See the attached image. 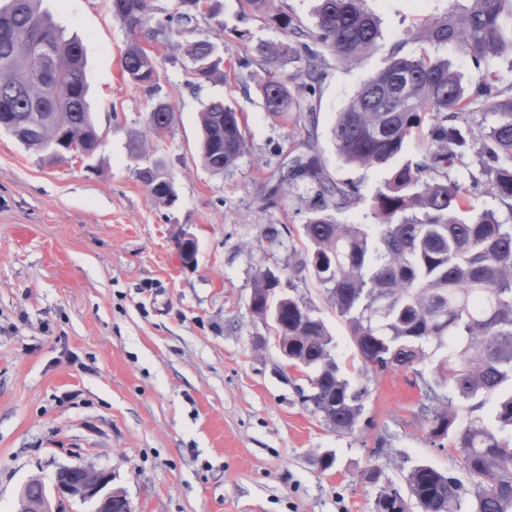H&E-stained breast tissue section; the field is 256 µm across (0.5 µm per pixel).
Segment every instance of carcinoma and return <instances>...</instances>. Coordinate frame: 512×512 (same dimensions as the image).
Returning a JSON list of instances; mask_svg holds the SVG:
<instances>
[{
  "instance_id": "obj_1",
  "label": "carcinoma",
  "mask_w": 512,
  "mask_h": 512,
  "mask_svg": "<svg viewBox=\"0 0 512 512\" xmlns=\"http://www.w3.org/2000/svg\"><path fill=\"white\" fill-rule=\"evenodd\" d=\"M42 0H0V129L49 160L92 155L100 145L89 111L84 52L65 39L41 9ZM255 16L284 31L287 41L265 42L242 62L257 68L264 109L288 120L299 118L301 99L326 78L330 55L341 63L376 48L378 20L364 0H320L317 23L303 29L274 0H243ZM458 8L422 20L409 36L420 51L401 54L367 78L334 127L336 150L347 162L367 168L391 167L372 196L375 224H342L335 212L357 205L354 182L334 179L317 154L298 156L281 183L311 184L315 193L303 224L306 251L283 271L288 287L309 272L326 301L344 321L363 369L374 375L410 370L420 377L418 414L431 443L460 454L472 485L463 493L452 471L428 465L399 485L380 486L378 512H512V93L494 85L487 59L512 53V0H468ZM128 33L122 57L127 79L153 100L147 132L132 137V173L151 199L172 207L178 201L161 140L175 123V107L159 95L155 48L182 57L188 83L224 81L219 43L195 37L198 0H172L161 17L150 0H110ZM45 45L54 71L45 77L33 47ZM448 44L469 54L478 79L464 85L448 60L428 51ZM200 156L213 175L231 169L246 152L245 127L224 102L203 105L198 115ZM425 144L421 162H392L407 143ZM459 167L474 168L470 183L451 178ZM481 192L504 207L508 219L472 201ZM262 258L253 307L271 319L275 336L298 341L293 367L307 382L303 403L338 433H350L364 411L368 389L342 373L332 355L333 338L310 302L288 293L268 276ZM446 349L427 380L417 366L427 358L424 344ZM494 399L491 422L464 417Z\"/></svg>"
}]
</instances>
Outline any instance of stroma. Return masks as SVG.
I'll list each match as a JSON object with an SVG mask.
<instances>
[{
  "label": "stroma",
  "instance_id": "1",
  "mask_svg": "<svg viewBox=\"0 0 512 512\" xmlns=\"http://www.w3.org/2000/svg\"><path fill=\"white\" fill-rule=\"evenodd\" d=\"M108 0H43L65 37L85 52L88 100L101 134L92 160L41 161L0 131V512H17L33 479L53 485L60 467L112 472L134 512H374L379 487L364 470L381 465L403 483L429 465L460 471L451 448L433 446L417 414L410 372L365 377L343 320L313 280L296 284L333 338L345 374L369 395L354 432L329 428L300 395L250 297L262 257L287 266L301 249L312 195L287 187L263 196L304 154L302 123L266 112L243 61L284 34L239 0H218L199 23L219 42L224 81L196 88L179 60L160 57V84L176 123L162 153L179 194L158 205L135 179L127 144L145 132L151 102L121 59L127 31ZM380 22L376 50L329 75L304 110L316 116L315 152L329 174L358 182L361 202L337 212L370 224L371 197L388 169L346 163L336 151V116L363 81L386 66L397 42L448 0H365ZM221 99L241 113L247 150L214 176L199 158L197 117ZM190 233L198 263H182ZM334 451L331 469L318 459Z\"/></svg>",
  "mask_w": 512,
  "mask_h": 512
}]
</instances>
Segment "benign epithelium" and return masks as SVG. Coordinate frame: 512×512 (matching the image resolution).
Returning a JSON list of instances; mask_svg holds the SVG:
<instances>
[{
    "label": "benign epithelium",
    "instance_id": "7a95c632",
    "mask_svg": "<svg viewBox=\"0 0 512 512\" xmlns=\"http://www.w3.org/2000/svg\"><path fill=\"white\" fill-rule=\"evenodd\" d=\"M112 480L109 470L66 466L57 471L52 492L60 501L92 502L93 512H112V500L119 498L125 502L129 512L131 506L126 496L118 490L109 489ZM49 492L39 480L28 482L22 492V512H50Z\"/></svg>",
    "mask_w": 512,
    "mask_h": 512
}]
</instances>
